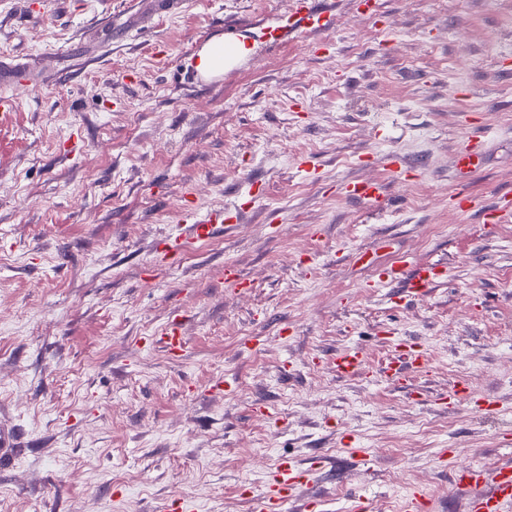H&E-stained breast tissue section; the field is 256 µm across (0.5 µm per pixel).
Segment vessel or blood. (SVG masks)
Wrapping results in <instances>:
<instances>
[{"mask_svg":"<svg viewBox=\"0 0 512 512\" xmlns=\"http://www.w3.org/2000/svg\"><path fill=\"white\" fill-rule=\"evenodd\" d=\"M330 20L329 5L321 4L320 0H301L284 25L267 27L265 39L269 43L280 44L300 31L327 30ZM483 164V142L479 138L468 139L455 153L454 167L457 174H473ZM349 195L353 199L374 204L383 200L384 187L373 181L358 183L353 185ZM223 228L224 217L220 214L195 219L190 240H210ZM187 241L180 238L165 241L156 257L157 263L166 264L170 255L185 248ZM439 279L438 267L414 264L404 259L386 268L382 277L383 282L402 285L411 297L428 293ZM159 341L171 356H178L184 345L179 322L174 320L168 323L161 330ZM428 362L423 349H415L399 341L382 375L387 381L399 384L413 374L424 371ZM331 365L338 376H358L366 370L365 354L361 349L348 348L338 352L332 358ZM327 466L324 460L319 461L317 466L305 467L293 460L283 459L270 472L263 489L251 493L250 512H286L288 503L296 499L301 502L299 512H314L319 505L318 498L301 497L300 491L310 485L316 471L326 470ZM453 489L462 500L463 512H512V462L499 465L489 473L472 467L457 469L453 476Z\"/></svg>","mask_w":512,"mask_h":512,"instance_id":"1","label":"vessel or blood"}]
</instances>
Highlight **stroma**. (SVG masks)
I'll return each mask as SVG.
<instances>
[{
  "instance_id": "35a3bbf8",
  "label": "stroma",
  "mask_w": 512,
  "mask_h": 512,
  "mask_svg": "<svg viewBox=\"0 0 512 512\" xmlns=\"http://www.w3.org/2000/svg\"><path fill=\"white\" fill-rule=\"evenodd\" d=\"M295 4L0 0V64L24 79L0 87V427L19 431L0 512H159L175 495L250 512L243 487L286 457L336 460L318 512L357 495L400 512L414 486L458 512L454 469L512 460V217L448 203L512 195V0H335L328 30L269 45L263 25ZM223 35L254 51L202 80L195 54ZM471 137L488 165L462 178ZM363 181L386 202L347 196ZM239 208L152 269L189 217ZM360 247L374 268L349 261ZM401 258L446 275L413 299L373 287ZM177 312L173 358L152 338ZM394 336L429 356L408 391L377 377ZM352 345L368 373L338 378ZM461 383L501 412L440 409Z\"/></svg>"
}]
</instances>
